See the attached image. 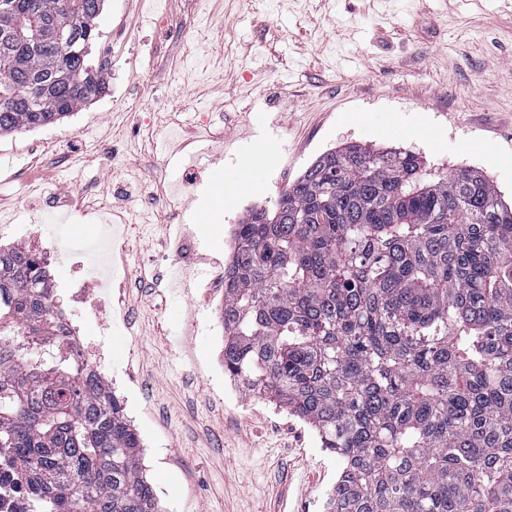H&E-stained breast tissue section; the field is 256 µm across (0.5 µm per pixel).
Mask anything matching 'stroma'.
I'll return each mask as SVG.
<instances>
[{"label":"stroma","mask_w":512,"mask_h":512,"mask_svg":"<svg viewBox=\"0 0 512 512\" xmlns=\"http://www.w3.org/2000/svg\"><path fill=\"white\" fill-rule=\"evenodd\" d=\"M97 31L104 93L0 136V246L36 224L59 291L110 251L112 288L81 334L162 512H323L341 462L225 375L211 273L243 213L346 144L481 170L511 205L512 0H105ZM170 187L177 204L147 207ZM106 223L124 231L105 248Z\"/></svg>","instance_id":"obj_1"}]
</instances>
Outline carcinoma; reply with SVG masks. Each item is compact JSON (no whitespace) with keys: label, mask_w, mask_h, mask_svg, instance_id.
I'll list each match as a JSON object with an SVG mask.
<instances>
[{"label":"carcinoma","mask_w":512,"mask_h":512,"mask_svg":"<svg viewBox=\"0 0 512 512\" xmlns=\"http://www.w3.org/2000/svg\"><path fill=\"white\" fill-rule=\"evenodd\" d=\"M0 135L106 89L89 53L104 0H0ZM40 91V111L27 106ZM224 374L317 433L342 469L325 512H512V206L466 167L349 144L235 229ZM46 267L0 248V459L39 512H160L141 441L101 374L59 338Z\"/></svg>","instance_id":"1"}]
</instances>
